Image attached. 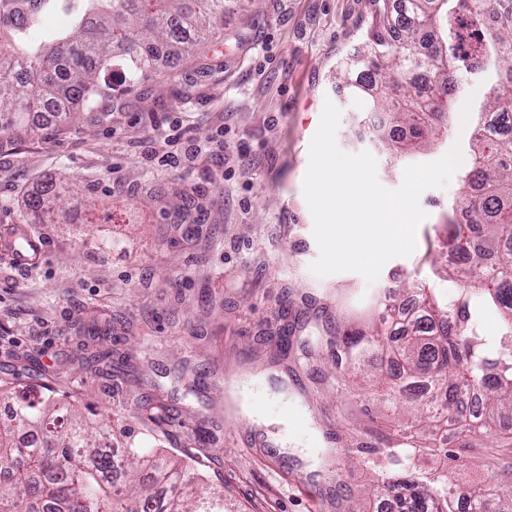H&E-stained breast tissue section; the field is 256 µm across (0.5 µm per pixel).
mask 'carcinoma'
<instances>
[{
    "instance_id": "cac0c4a2",
    "label": "carcinoma",
    "mask_w": 512,
    "mask_h": 512,
    "mask_svg": "<svg viewBox=\"0 0 512 512\" xmlns=\"http://www.w3.org/2000/svg\"><path fill=\"white\" fill-rule=\"evenodd\" d=\"M404 20L394 31L393 0H376L364 46L346 62L347 88L368 93L376 111L394 113L408 132L392 140L399 154L415 152L448 125V107L416 121L426 100L418 92L427 74L447 101L465 81L494 73L498 84L472 128L471 163L465 185L478 191L474 219L448 221V247L462 262L447 276L455 291L416 282L399 293L420 297V314L398 351L403 377L397 383L377 370L373 399L395 410L410 407L394 424L393 437L355 449L375 475L373 493L393 512H490L494 500L512 502V462L487 464L481 484L456 488L447 465H413L421 440L441 448L448 440L474 448L504 418L512 419V140H495L487 117L512 108V0H401ZM499 17L485 27L487 9ZM63 12L70 29L48 42H30L49 13ZM224 0H0V135L30 129L33 114L65 119L68 102L105 112L112 101V73L131 85L157 72L156 57L142 46L151 32L179 55L219 33ZM53 186L32 196L40 213L51 207ZM34 232L16 228L11 243L34 249ZM496 316L488 336L483 320ZM388 329L344 330L331 351L336 368L361 366L384 351ZM13 408L0 422V512H224V494L199 490L203 474L190 454L159 461L128 441L101 446L102 424L55 399V390L33 399L0 382V404Z\"/></svg>"
}]
</instances>
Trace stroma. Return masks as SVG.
Returning a JSON list of instances; mask_svg holds the SVG:
<instances>
[{
  "instance_id": "stroma-1",
  "label": "stroma",
  "mask_w": 512,
  "mask_h": 512,
  "mask_svg": "<svg viewBox=\"0 0 512 512\" xmlns=\"http://www.w3.org/2000/svg\"><path fill=\"white\" fill-rule=\"evenodd\" d=\"M372 0H228L221 37L166 56L136 85L114 81L104 116L70 105L65 130L36 118L0 145V236L33 225L29 265L0 248V378L132 428L136 443L197 449L229 512H373L356 448L386 439L390 409L365 412V373L335 372L328 342L379 321V293L444 282L448 209L473 197L460 175L426 190L417 247L374 283L317 277L303 195L309 144L325 101L341 111L337 144L377 162L382 186L409 164L460 146L484 88L462 85L448 128L407 159L373 136L369 102L337 79L361 45ZM179 123L203 146L168 140ZM181 156L179 167L161 157ZM53 181L34 219L28 194ZM163 407L155 428L140 404Z\"/></svg>"
}]
</instances>
